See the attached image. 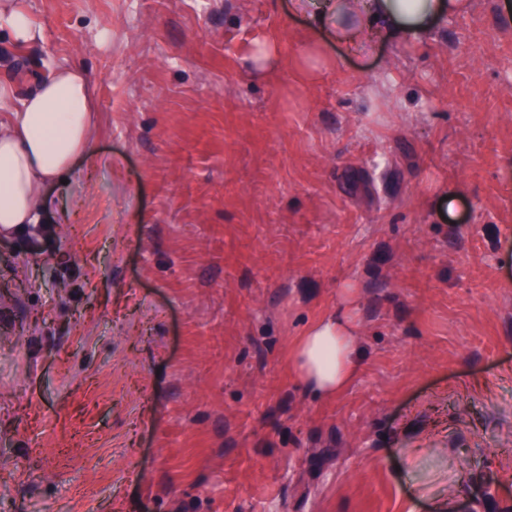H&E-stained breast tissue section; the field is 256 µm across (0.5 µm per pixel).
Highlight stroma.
I'll return each mask as SVG.
<instances>
[{"instance_id":"1","label":"stroma","mask_w":512,"mask_h":512,"mask_svg":"<svg viewBox=\"0 0 512 512\" xmlns=\"http://www.w3.org/2000/svg\"><path fill=\"white\" fill-rule=\"evenodd\" d=\"M503 2L309 78L293 0H16L0 121L76 63L100 132L0 237V512H512ZM348 284L361 367L317 397L288 352ZM4 21L12 35L19 42L28 43L37 39L39 33L32 26L26 14L14 0L0 1V22Z\"/></svg>"}]
</instances>
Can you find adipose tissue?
Masks as SVG:
<instances>
[{
	"label": "adipose tissue",
	"instance_id": "obj_1",
	"mask_svg": "<svg viewBox=\"0 0 512 512\" xmlns=\"http://www.w3.org/2000/svg\"><path fill=\"white\" fill-rule=\"evenodd\" d=\"M474 0H302L317 43L302 58L334 44L348 54L366 44L411 34L428 36L442 17L469 12ZM92 79L78 64L61 65L20 101L12 121L0 122V229L37 224L51 205L45 188L60 183L78 158L92 159L97 139ZM356 291L348 287L336 309L313 322L289 363L309 391L333 397L355 378L361 361Z\"/></svg>",
	"mask_w": 512,
	"mask_h": 512
}]
</instances>
